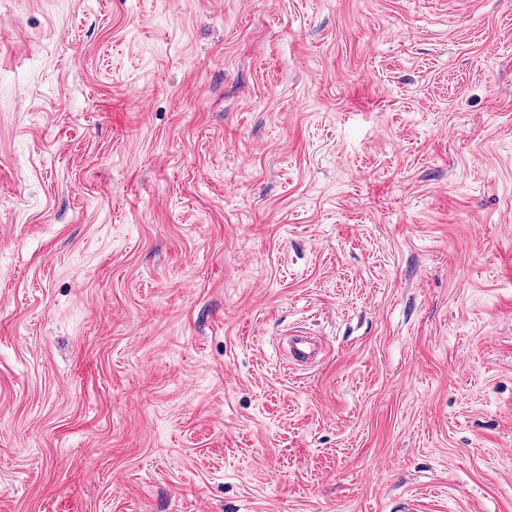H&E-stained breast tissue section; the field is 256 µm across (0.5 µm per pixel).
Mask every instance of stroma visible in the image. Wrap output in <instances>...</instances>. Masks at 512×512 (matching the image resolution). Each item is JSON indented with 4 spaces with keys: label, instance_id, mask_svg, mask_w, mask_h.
<instances>
[{
    "label": "stroma",
    "instance_id": "35a3bbf8",
    "mask_svg": "<svg viewBox=\"0 0 512 512\" xmlns=\"http://www.w3.org/2000/svg\"><path fill=\"white\" fill-rule=\"evenodd\" d=\"M0 512H512V0H0ZM288 359L295 364L311 363L318 356L321 345L314 336L306 333H291L287 338Z\"/></svg>",
    "mask_w": 512,
    "mask_h": 512
}]
</instances>
